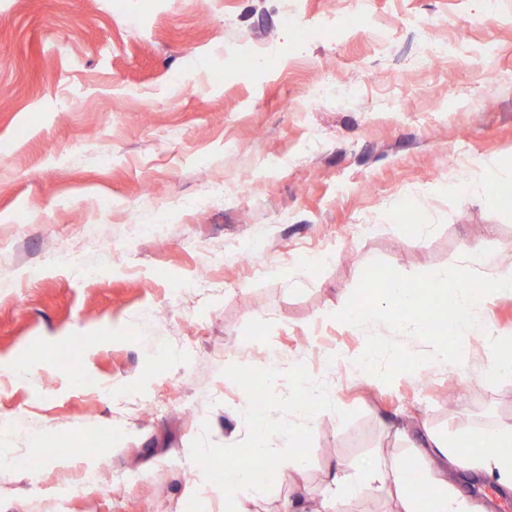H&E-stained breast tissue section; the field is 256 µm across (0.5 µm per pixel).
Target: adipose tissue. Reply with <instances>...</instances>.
<instances>
[{"mask_svg":"<svg viewBox=\"0 0 512 512\" xmlns=\"http://www.w3.org/2000/svg\"><path fill=\"white\" fill-rule=\"evenodd\" d=\"M480 438L481 468L501 481L512 482V468L502 465L503 456L512 454V424L486 428ZM327 480L329 494L324 512H345L346 498L361 489L397 496L401 512H463L455 496L449 494L446 478L417 476L401 459L366 466L339 463L329 470Z\"/></svg>","mask_w":512,"mask_h":512,"instance_id":"1","label":"adipose tissue"}]
</instances>
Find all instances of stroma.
<instances>
[{
    "instance_id": "35a3bbf8",
    "label": "stroma",
    "mask_w": 512,
    "mask_h": 512,
    "mask_svg": "<svg viewBox=\"0 0 512 512\" xmlns=\"http://www.w3.org/2000/svg\"><path fill=\"white\" fill-rule=\"evenodd\" d=\"M491 167L512 168V0H0V512H224L190 446L246 436L233 363L305 364L335 405L308 463L238 512H282L297 482L322 504L335 463L419 459L427 427L512 423V367L482 336H512V297L478 307L461 364L388 382L356 364L387 328L333 317L373 260L432 272L475 240L501 258ZM214 183L245 197L194 209ZM61 237L87 273L45 263ZM104 463L103 490L71 487ZM448 482L469 512H512L484 473Z\"/></svg>"
}]
</instances>
